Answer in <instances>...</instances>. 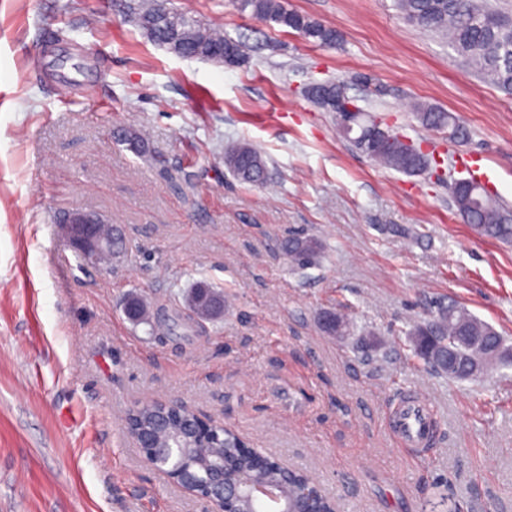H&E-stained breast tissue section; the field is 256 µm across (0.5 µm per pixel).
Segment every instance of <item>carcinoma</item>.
Instances as JSON below:
<instances>
[{
  "instance_id": "obj_1",
  "label": "carcinoma",
  "mask_w": 512,
  "mask_h": 512,
  "mask_svg": "<svg viewBox=\"0 0 512 512\" xmlns=\"http://www.w3.org/2000/svg\"><path fill=\"white\" fill-rule=\"evenodd\" d=\"M241 10L285 26L304 35L318 45H333L340 40L336 29L286 9L280 0H239ZM397 7L412 23L448 38V44L464 58L469 67L482 75L506 95H512V21L496 12L481 0H397ZM128 10L137 26L155 44L166 49L175 46L198 58L214 57L224 48L234 51L239 60L246 57L245 46L224 32L200 20L174 11L161 0H134ZM416 116L422 124L448 133V138L463 137L458 120L449 112L415 105ZM366 138L356 147L371 159L408 175L424 173L429 164L425 155L413 152L398 139L382 145L384 133L371 132L373 122H363ZM224 165L233 177L251 185L267 182L268 171L262 152L254 145L242 142L224 153ZM460 217L481 235L501 242H512V210L495 197L463 187L453 192ZM282 250L292 267L304 270L316 264L322 245L319 240L293 233L282 241ZM189 305L194 310L202 306L224 303L222 296L205 283L196 284ZM322 324L329 335L343 334L347 322L342 314H328ZM413 353L438 374L452 380H474L479 374L473 368L484 369L498 363L509 364L512 359L502 355L507 350L504 339L489 325L456 304H438L427 317L406 331ZM222 447L224 462L239 468H252L255 461L241 450V441L229 433L217 442ZM213 451L203 434L193 448L179 449L178 456L187 459L206 456Z\"/></svg>"
}]
</instances>
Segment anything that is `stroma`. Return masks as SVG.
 Returning <instances> with one entry per match:
<instances>
[{
  "mask_svg": "<svg viewBox=\"0 0 512 512\" xmlns=\"http://www.w3.org/2000/svg\"><path fill=\"white\" fill-rule=\"evenodd\" d=\"M127 2L0 0V512H205L129 443L128 412L160 399L302 469L339 512H512V366L450 380L405 336L445 299L512 346V244L451 194L458 158L480 154L512 206V96L394 0H283L337 29L330 47L236 0H165L243 42L235 68L154 44ZM48 28L69 30L89 71L63 100L28 72ZM316 82L343 84L440 170L360 153L306 96ZM417 102L466 138L423 126ZM240 141L270 185L226 170ZM72 211L111 222L127 256L80 262ZM294 231L321 241L316 266L291 268L279 243ZM199 280L223 291V316H192ZM130 295L170 332L133 324ZM336 308L353 335L321 331ZM413 393L436 412L422 448L390 425Z\"/></svg>",
  "mask_w": 512,
  "mask_h": 512,
  "instance_id": "35a3bbf8",
  "label": "stroma"
}]
</instances>
